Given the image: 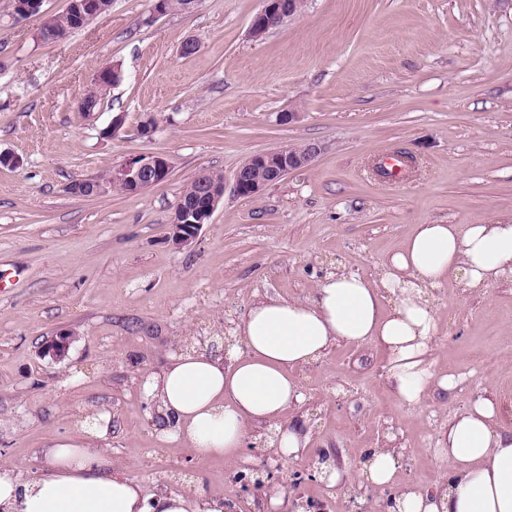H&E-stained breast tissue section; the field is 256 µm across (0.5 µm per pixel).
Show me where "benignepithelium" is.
Instances as JSON below:
<instances>
[{
    "instance_id": "benign-epithelium-1",
    "label": "benign epithelium",
    "mask_w": 512,
    "mask_h": 512,
    "mask_svg": "<svg viewBox=\"0 0 512 512\" xmlns=\"http://www.w3.org/2000/svg\"><path fill=\"white\" fill-rule=\"evenodd\" d=\"M43 0H13V14L18 18H29L41 12ZM297 15L294 0H264V6L255 15L251 31L278 26ZM318 147L309 145L301 150L280 148L250 158V164L239 167L233 176V190L239 195H253L262 188L281 180L289 172L305 167L317 153ZM170 172L169 160L162 154L131 159L112 169V183L88 187L80 181L75 194L104 193L111 185L121 184L129 193H138L164 182ZM202 181L198 198L192 201L178 200L174 209V222L170 224L169 239L176 249L193 244L203 225L210 222L217 206L224 197V186L211 184L206 175Z\"/></svg>"
}]
</instances>
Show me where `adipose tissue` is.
Instances as JSON below:
<instances>
[{"mask_svg":"<svg viewBox=\"0 0 512 512\" xmlns=\"http://www.w3.org/2000/svg\"><path fill=\"white\" fill-rule=\"evenodd\" d=\"M452 275L472 291L512 278V223L415 225L378 278L339 269L310 298H256L225 354L188 347L148 375L143 392L165 434L193 448L198 460L237 462L253 424L273 426L271 447L283 462L297 460L307 434L283 420L302 398L294 371L336 341L383 348L402 402L456 396L459 377L438 372L432 360L438 318L431 292ZM495 417L491 402L471 401L439 440L440 453L454 462L444 480L432 491L399 488L387 512H512V430L498 428ZM45 456L49 473L25 482L0 470V512H231L223 497L202 491L145 495L137 480L113 474L95 448L61 441ZM400 458L399 449L372 448L361 470L325 460L321 475L344 491L357 482L387 486Z\"/></svg>","mask_w":512,"mask_h":512,"instance_id":"ef3b65f1","label":"adipose tissue"}]
</instances>
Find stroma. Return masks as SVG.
I'll return each instance as SVG.
<instances>
[{
  "label": "stroma",
  "mask_w": 512,
  "mask_h": 512,
  "mask_svg": "<svg viewBox=\"0 0 512 512\" xmlns=\"http://www.w3.org/2000/svg\"><path fill=\"white\" fill-rule=\"evenodd\" d=\"M68 3L20 19L0 0V153L21 161L0 164V466L42 476L45 448L69 439L146 494L199 488L253 512L238 473L268 455L267 426L249 429L241 461H199L164 438L145 377L231 333L257 297L306 298L339 268L377 277L412 225L512 221V0H306L259 38L262 0L159 17L153 0H112L64 39L40 40ZM189 40L196 51L182 53ZM107 65L121 81L78 111ZM118 114L123 128L106 136ZM309 144L308 166L253 195L225 190L192 246L173 248L169 219L200 173L229 182L253 155ZM392 152L413 159L394 182L374 170ZM157 154L170 174L141 193L67 191ZM434 295L432 360L460 375L455 398L400 401L370 344L337 342L297 369L303 400L284 418L309 443L274 488L297 512H374L389 495L350 499L320 478V453L358 467L368 449L399 448L401 483L433 488L450 468L440 435L471 400L496 401L512 430V280L475 293L452 279ZM64 332L57 360L47 347ZM98 414L101 439L81 428Z\"/></svg>",
  "instance_id": "obj_1"
}]
</instances>
